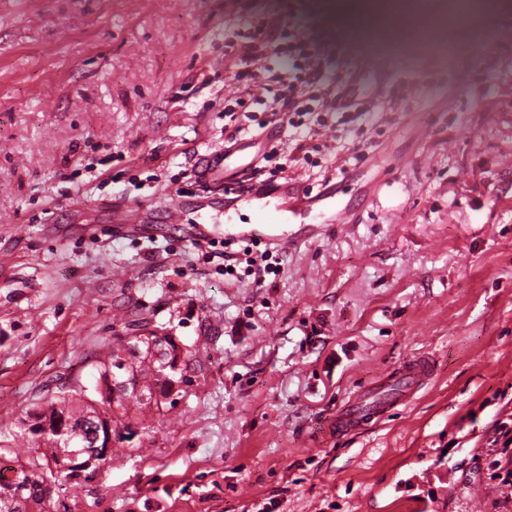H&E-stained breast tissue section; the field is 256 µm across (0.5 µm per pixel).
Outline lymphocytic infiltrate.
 <instances>
[{
    "instance_id": "f902f5d3",
    "label": "lymphocytic infiltrate",
    "mask_w": 512,
    "mask_h": 512,
    "mask_svg": "<svg viewBox=\"0 0 512 512\" xmlns=\"http://www.w3.org/2000/svg\"><path fill=\"white\" fill-rule=\"evenodd\" d=\"M287 58L280 67L279 58ZM224 61L233 70L236 90L224 98V115L234 121L227 141L244 130L287 129L296 151L306 147V133L329 120L350 125L365 106L353 87L349 63L317 32L298 31L265 21L228 31ZM263 81L266 97L254 96L253 83ZM494 457L489 478L498 493L496 512L512 506V414L495 421L489 439Z\"/></svg>"
}]
</instances>
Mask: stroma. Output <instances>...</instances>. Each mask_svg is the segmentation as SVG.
Masks as SVG:
<instances>
[{"instance_id":"1","label":"stroma","mask_w":512,"mask_h":512,"mask_svg":"<svg viewBox=\"0 0 512 512\" xmlns=\"http://www.w3.org/2000/svg\"><path fill=\"white\" fill-rule=\"evenodd\" d=\"M448 48L345 34L329 0H0V436L102 345L160 327L192 350L171 410L49 512H466L512 414V0ZM339 40L369 107L285 171L346 212L280 252L264 287L225 275L188 225L224 145V30L270 18ZM345 166L337 174V166ZM181 202L184 221L163 208ZM415 401L336 440L325 418L404 358ZM455 489L424 491L427 467Z\"/></svg>"}]
</instances>
